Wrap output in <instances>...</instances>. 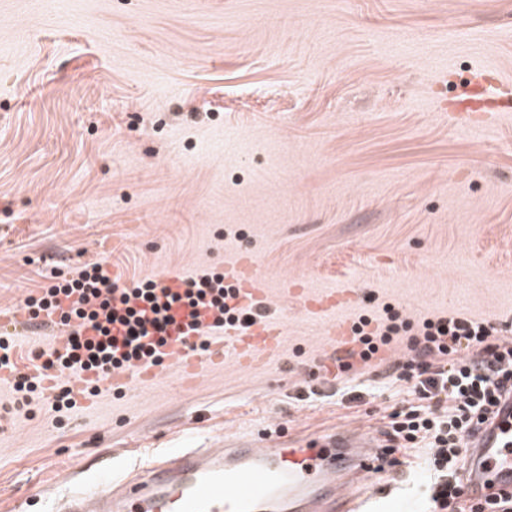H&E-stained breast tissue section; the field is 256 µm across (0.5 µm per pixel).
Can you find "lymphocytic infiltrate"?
I'll return each instance as SVG.
<instances>
[{"label": "lymphocytic infiltrate", "instance_id": "f902f5d3", "mask_svg": "<svg viewBox=\"0 0 512 512\" xmlns=\"http://www.w3.org/2000/svg\"><path fill=\"white\" fill-rule=\"evenodd\" d=\"M154 280L120 283L108 276L102 264L94 263L77 277L43 287L40 296H28L25 306L32 315L51 306L59 296H78L80 305L61 321L71 336L70 358L40 361L41 370L59 372L78 365L107 374L137 357L141 337L149 329L163 330L166 309L156 301ZM148 303V312L129 310L134 320L118 351L112 339L92 344L82 341L73 321L85 317V306L98 300L105 322H113V294ZM409 352L398 367L403 378L412 380L415 401L408 409L393 413L391 439L408 450L426 443L429 466L436 476L431 500L437 512H512V495H486L480 508L468 505L457 474L465 458V439L489 421L503 396L512 392V342L495 338L490 327L461 314L426 320L409 340Z\"/></svg>", "mask_w": 512, "mask_h": 512}]
</instances>
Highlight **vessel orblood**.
<instances>
[{
  "label": "vessel or blood",
  "mask_w": 512,
  "mask_h": 512,
  "mask_svg": "<svg viewBox=\"0 0 512 512\" xmlns=\"http://www.w3.org/2000/svg\"><path fill=\"white\" fill-rule=\"evenodd\" d=\"M224 282L233 289L229 307H255L264 301L262 277L251 257L240 255L224 264ZM174 323L164 345L147 337L163 362L186 378L224 358L225 342L235 345L238 363L264 358L279 342L278 323L256 318L241 327L224 328L209 349H199L202 335L219 312L209 304L172 307ZM154 381L157 371L147 360H134L111 371L106 381L115 388L129 376ZM97 373L81 371L70 379L75 398L86 399L100 385ZM460 479L467 494L512 490V397L503 399L491 422L470 434ZM382 450L363 432L336 433L304 444L260 448L186 449L149 467L144 476L101 486L68 498L67 512H357L349 494L378 472Z\"/></svg>",
  "instance_id": "vessel-or-blood-1"
}]
</instances>
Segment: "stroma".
<instances>
[{
  "instance_id": "35a3bbf8",
  "label": "stroma",
  "mask_w": 512,
  "mask_h": 512,
  "mask_svg": "<svg viewBox=\"0 0 512 512\" xmlns=\"http://www.w3.org/2000/svg\"><path fill=\"white\" fill-rule=\"evenodd\" d=\"M512 78V0H0V307L108 261L124 280L256 256L272 358L102 388L73 408L0 386V512H45L108 470L223 439L384 437L423 321L512 336V112L458 85ZM350 289L320 315L287 288ZM407 334L339 371L329 331ZM424 449L392 450L370 512H431Z\"/></svg>"
}]
</instances>
